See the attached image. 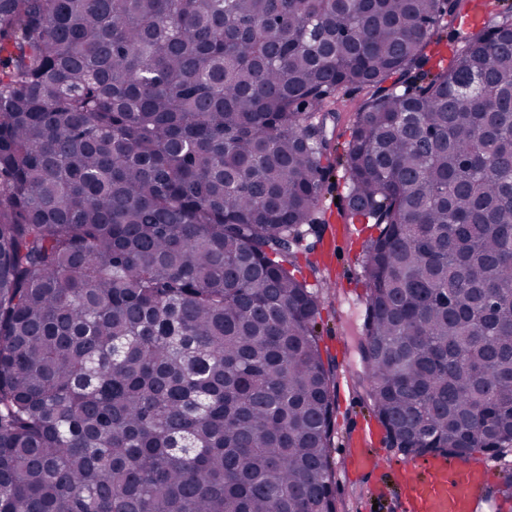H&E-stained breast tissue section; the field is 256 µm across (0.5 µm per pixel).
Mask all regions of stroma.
Instances as JSON below:
<instances>
[{
  "label": "stroma",
  "mask_w": 512,
  "mask_h": 512,
  "mask_svg": "<svg viewBox=\"0 0 512 512\" xmlns=\"http://www.w3.org/2000/svg\"><path fill=\"white\" fill-rule=\"evenodd\" d=\"M362 92L340 94L336 103L338 119L328 124L327 136L333 148L324 160L331 179L322 192L317 216L321 222L318 236H307L313 245L308 265L301 275L321 300L316 318L320 347L336 373L362 376L360 345L363 340L364 300L369 288L364 276L366 247L377 231L368 224H352L346 219L347 178L346 149L357 121ZM363 387L353 396L336 397L335 429L331 437L332 452L343 448L350 432L361 423L374 421L366 405ZM336 496L343 512H400L401 495L398 476L387 479L375 475L353 476L338 472Z\"/></svg>",
  "instance_id": "1"
}]
</instances>
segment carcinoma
<instances>
[{
    "mask_svg": "<svg viewBox=\"0 0 512 512\" xmlns=\"http://www.w3.org/2000/svg\"><path fill=\"white\" fill-rule=\"evenodd\" d=\"M0 0V512H339L299 279L364 92L360 354L404 462L512 452V4ZM467 32L461 31L457 27H445L440 31L442 38V44L439 47L441 55L444 57V65L448 64V61L452 55V50L460 48L464 43V38Z\"/></svg>",
    "mask_w": 512,
    "mask_h": 512,
    "instance_id": "carcinoma-1",
    "label": "carcinoma"
}]
</instances>
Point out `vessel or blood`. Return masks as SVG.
Instances as JSON below:
<instances>
[{
  "mask_svg": "<svg viewBox=\"0 0 512 512\" xmlns=\"http://www.w3.org/2000/svg\"><path fill=\"white\" fill-rule=\"evenodd\" d=\"M369 428L350 437L341 455L348 466L360 472H384L385 464L370 446ZM401 512H473L478 499L498 483L500 472L489 460L460 457L447 462L428 460L424 466H410Z\"/></svg>",
  "mask_w": 512,
  "mask_h": 512,
  "instance_id": "obj_1",
  "label": "vessel or blood"
}]
</instances>
